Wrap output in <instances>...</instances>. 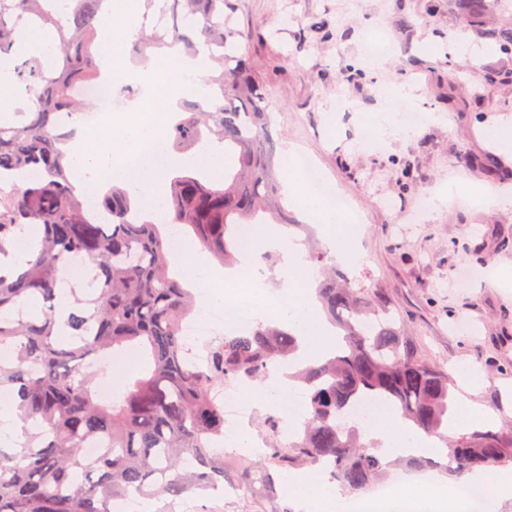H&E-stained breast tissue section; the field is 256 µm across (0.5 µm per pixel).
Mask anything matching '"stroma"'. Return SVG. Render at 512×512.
Segmentation results:
<instances>
[{
    "label": "stroma",
    "mask_w": 512,
    "mask_h": 512,
    "mask_svg": "<svg viewBox=\"0 0 512 512\" xmlns=\"http://www.w3.org/2000/svg\"><path fill=\"white\" fill-rule=\"evenodd\" d=\"M239 39L267 94L278 154L311 155L361 216L351 275L370 276L430 361L482 372L473 399L512 420V207L464 200L418 214L450 183L512 193V155L486 132L512 119V55L479 27H456L460 0H232ZM392 45L370 65L366 41ZM355 79L345 80V71ZM425 115L411 137H383L372 114L396 86ZM392 199L393 208L382 205Z\"/></svg>",
    "instance_id": "obj_1"
}]
</instances>
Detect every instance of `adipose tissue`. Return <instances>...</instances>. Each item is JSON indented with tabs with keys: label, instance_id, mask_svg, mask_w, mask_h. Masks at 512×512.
<instances>
[{
	"label": "adipose tissue",
	"instance_id": "ef3b65f1",
	"mask_svg": "<svg viewBox=\"0 0 512 512\" xmlns=\"http://www.w3.org/2000/svg\"><path fill=\"white\" fill-rule=\"evenodd\" d=\"M143 12V0H106V7L98 22L99 50L110 76H121L130 63L124 48L136 31V24ZM28 51H36L45 56H53L57 43L40 30H28L18 41L16 52L0 55V98L11 97L13 93V70L18 56ZM207 57L191 58L178 50L168 51L165 68L154 78L153 112L149 121L139 117L128 118L124 134L95 126L82 124L77 128L73 140L62 144L64 162L67 166L81 170L85 179L78 187L80 194L88 199H96L110 174V158L116 152H128L162 139L168 126V109L176 101L178 89L184 77H201L209 68ZM411 98L406 91H398L390 104L381 107L374 117L378 130L385 134H414L417 123L411 118ZM284 186L288 200L295 210L309 223L330 229L336 224H354L356 213L340 211L331 206L315 189L310 187L303 174L294 166L284 170ZM479 197L486 207H501L512 204V195L491 187L477 189L471 186L449 184L448 188L435 193L429 200L432 210L441 211L471 197ZM175 259L184 265L191 280L199 287L208 289L212 303H231L242 316L256 314L265 305V292L260 279L233 277L226 290L216 289L210 270L196 263L192 253L181 252ZM284 321L301 338L300 356L308 361L321 358L336 346V334L327 324L313 301L295 303L288 313L282 314ZM460 382L461 394L455 400L448 418L449 433L474 424H489L497 420L495 411L473 401L472 394L483 378L472 369H455ZM371 439L377 441L386 460L396 459L406 454L425 457L437 456L442 450L439 438L429 437L401 428L399 419L390 413L376 415L367 431ZM281 483L288 487L305 512H344L346 499L341 488L329 482L324 476H310L292 471L282 475ZM403 512H416L418 507H428L429 512H476L475 503L458 495L448 488L436 485L423 488L419 484H409L401 502Z\"/></svg>",
	"mask_w": 512,
	"mask_h": 512
}]
</instances>
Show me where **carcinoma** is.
Segmentation results:
<instances>
[{
	"label": "carcinoma",
	"mask_w": 512,
	"mask_h": 512,
	"mask_svg": "<svg viewBox=\"0 0 512 512\" xmlns=\"http://www.w3.org/2000/svg\"><path fill=\"white\" fill-rule=\"evenodd\" d=\"M105 0H0V54L10 53L21 26H51L58 53L32 55L14 70L16 86L33 106L0 124V181L26 169L33 178L0 191V255L26 224L39 227L38 250L17 276L0 275V391L16 392L27 437L17 453L0 447V512H113L129 491L176 501L229 483L257 506L254 512H294L276 500L269 468L311 471L335 466L334 479L350 493L383 482L392 464L376 446L360 440L356 424L342 418L357 397L373 395L393 407L403 422L442 437L443 461L398 458L411 470L441 469L457 482L477 468L512 465V426L443 435L454 387L448 371L425 358L375 284L351 279L311 250L315 299L327 322L342 336L330 357L309 362L295 378L308 387L309 413L293 440L280 442L279 413H268L262 429L264 456L250 464L224 454V407L218 388L230 380L266 378L299 348L298 337L280 322H260L227 334L209 346L201 365L188 357L182 325L196 307L194 289L173 268L168 225L180 226L189 242L222 264L238 262L237 225L302 227L282 204L276 174L277 141L264 93L236 41L229 0H144V18L171 13L195 37L155 24L142 48L182 46L194 57L210 55L216 74L203 83L206 101H181L174 117L173 147L187 152L203 139L224 145V180L210 181L199 169L169 174L167 218L155 219L138 198L112 185L96 207L76 194L72 170L58 148L62 118H79L84 98L106 87L100 82L93 44ZM506 0H462L458 25L470 26ZM486 38L512 53V26L490 28ZM94 272V288L68 290L79 308L56 316L61 273L74 257ZM38 295L40 312H24L23 298ZM137 349L149 368L124 380L117 398L101 401L87 361L115 358ZM104 443L95 458L83 448Z\"/></svg>",
	"instance_id": "1"
}]
</instances>
